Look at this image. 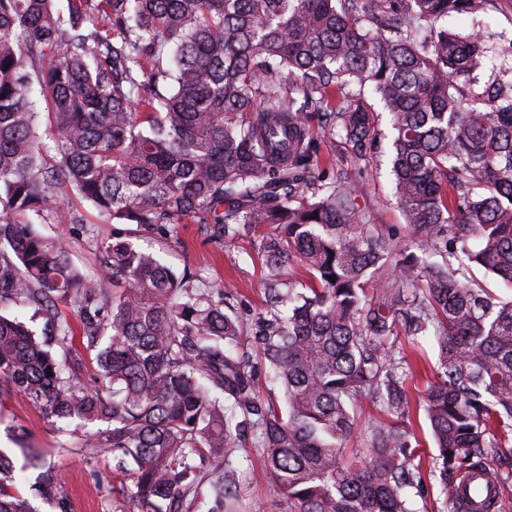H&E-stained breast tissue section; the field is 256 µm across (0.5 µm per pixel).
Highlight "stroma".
Returning <instances> with one entry per match:
<instances>
[{"label":"stroma","mask_w":512,"mask_h":512,"mask_svg":"<svg viewBox=\"0 0 512 512\" xmlns=\"http://www.w3.org/2000/svg\"><path fill=\"white\" fill-rule=\"evenodd\" d=\"M449 29L467 32L484 30L488 56L495 65L512 67V0H492L488 13L463 20L449 18ZM380 145L369 164L351 159L344 142L337 137L317 140L321 157L345 169H356L362 183L358 203L372 234L393 239L401 247L418 244L405 223L394 196L388 158L391 151L387 123H380ZM44 234L65 232L72 262L87 277L100 274L101 247L112 237L121 236L134 244L157 253L177 272H190L210 280L224 281L229 287L228 307L243 323H251L266 307L263 282L267 269L260 250L262 232L225 238L214 233L208 224H180L170 233L148 232L134 224H110L102 220L86 202L76 197L59 199ZM406 353H420L421 374L409 389L408 426L423 448H432L428 423L423 411L424 393L434 382L437 353L430 342L414 345L400 337ZM39 449L48 464L59 473L61 484L57 502L35 497L30 481L19 479L12 486L15 493L30 499L37 512H117L123 504L119 492L124 480L113 474L111 460L92 458L76 436L58 430L22 392L0 391V450L22 466V447ZM247 458L239 466L236 483L247 502L260 501L265 512H288L271 489V478L260 453L247 449Z\"/></svg>","instance_id":"stroma-1"}]
</instances>
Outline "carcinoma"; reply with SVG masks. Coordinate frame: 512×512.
I'll list each match as a JSON object with an SVG mask.
<instances>
[{
	"label": "carcinoma",
	"mask_w": 512,
	"mask_h": 512,
	"mask_svg": "<svg viewBox=\"0 0 512 512\" xmlns=\"http://www.w3.org/2000/svg\"><path fill=\"white\" fill-rule=\"evenodd\" d=\"M57 2L0 0V391L112 456L137 512H189L203 465L208 512H243L248 447L289 512H412L425 475L446 483L512 441V295L471 278L478 267L512 292V77L479 84L483 33L447 26L490 0ZM368 93L419 254L371 235L359 179L328 177L317 153L316 131L357 161L376 152ZM71 194L151 231L274 226L252 348L223 282L179 276L126 239L103 246V280L84 281L66 239L35 228ZM296 261L304 290L281 279ZM64 301L96 351L93 386ZM401 336L438 349L424 399L435 455L400 423L415 375ZM256 354L284 406L257 394ZM364 401L394 421L367 426L365 457H350ZM13 481L0 468V512H36ZM36 484L49 498L57 477Z\"/></svg>",
	"instance_id": "obj_1"
}]
</instances>
